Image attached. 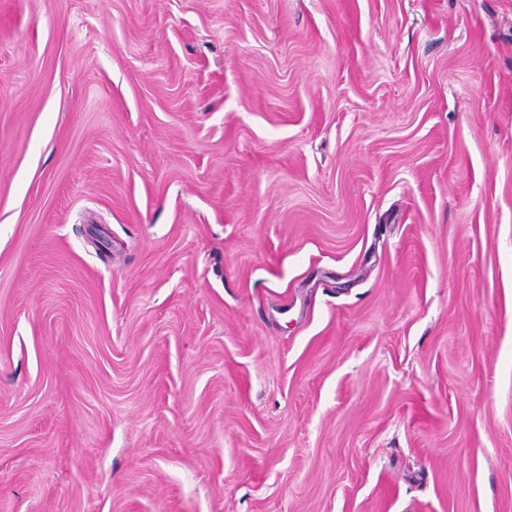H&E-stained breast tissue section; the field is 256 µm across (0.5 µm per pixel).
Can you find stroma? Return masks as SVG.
<instances>
[{
  "instance_id": "stroma-1",
  "label": "stroma",
  "mask_w": 512,
  "mask_h": 512,
  "mask_svg": "<svg viewBox=\"0 0 512 512\" xmlns=\"http://www.w3.org/2000/svg\"><path fill=\"white\" fill-rule=\"evenodd\" d=\"M0 512H512V0H0Z\"/></svg>"
}]
</instances>
